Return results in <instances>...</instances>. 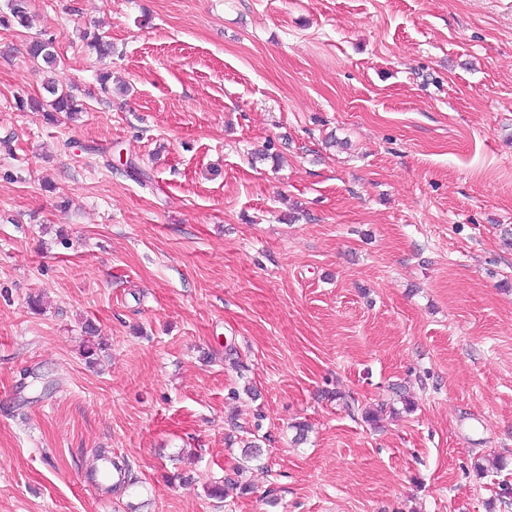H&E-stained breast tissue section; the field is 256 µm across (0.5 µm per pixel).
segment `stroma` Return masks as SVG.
<instances>
[{
    "mask_svg": "<svg viewBox=\"0 0 512 512\" xmlns=\"http://www.w3.org/2000/svg\"><path fill=\"white\" fill-rule=\"evenodd\" d=\"M29 11L0 29V512H512V0ZM36 37L73 118L15 107L51 99ZM235 424L262 465L219 501ZM28 55L34 61H40L44 63L50 72L57 71L60 66V61L57 60V56L52 51L51 42L44 40H33L28 46ZM53 70V71H52Z\"/></svg>",
    "mask_w": 512,
    "mask_h": 512,
    "instance_id": "35a3bbf8",
    "label": "stroma"
}]
</instances>
